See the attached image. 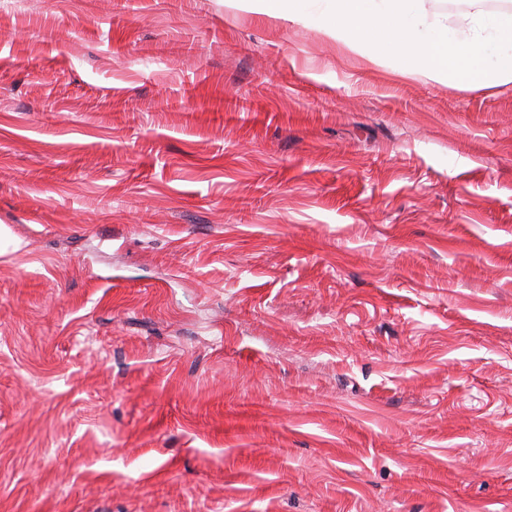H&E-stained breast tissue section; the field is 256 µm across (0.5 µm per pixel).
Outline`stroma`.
<instances>
[{
    "instance_id": "obj_1",
    "label": "stroma",
    "mask_w": 512,
    "mask_h": 512,
    "mask_svg": "<svg viewBox=\"0 0 512 512\" xmlns=\"http://www.w3.org/2000/svg\"><path fill=\"white\" fill-rule=\"evenodd\" d=\"M0 512H512V84L0 0Z\"/></svg>"
}]
</instances>
